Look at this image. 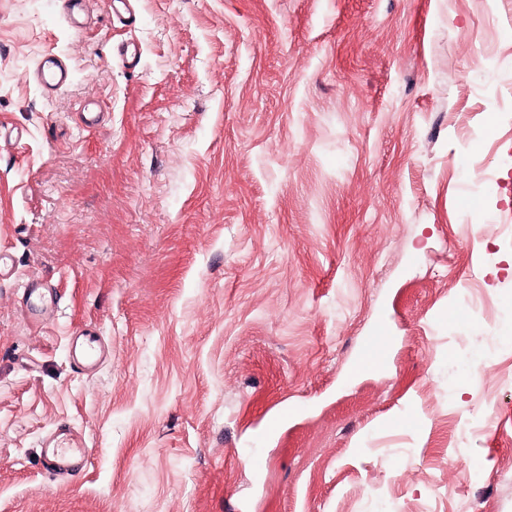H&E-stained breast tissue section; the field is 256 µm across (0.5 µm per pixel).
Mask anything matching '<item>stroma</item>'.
I'll use <instances>...</instances> for the list:
<instances>
[{"mask_svg": "<svg viewBox=\"0 0 512 512\" xmlns=\"http://www.w3.org/2000/svg\"><path fill=\"white\" fill-rule=\"evenodd\" d=\"M132 10L0 0V512H512V8ZM63 423L88 466L53 480ZM32 78L44 91L51 93L65 88L71 80L67 64L55 54H45L37 62ZM384 336L388 337V346ZM390 345V338L383 329L377 331L374 336H370L364 349L361 351L359 359L354 367L359 370L371 369L381 365L387 354V348Z\"/></svg>", "mask_w": 512, "mask_h": 512, "instance_id": "35a3bbf8", "label": "stroma"}]
</instances>
